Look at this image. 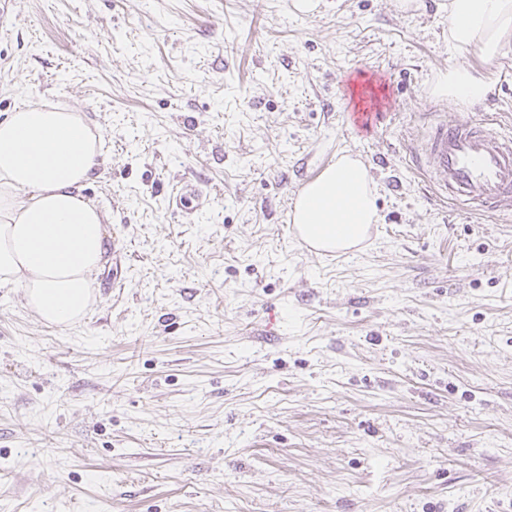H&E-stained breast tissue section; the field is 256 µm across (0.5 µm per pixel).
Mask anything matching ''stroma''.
<instances>
[{
	"mask_svg": "<svg viewBox=\"0 0 512 512\" xmlns=\"http://www.w3.org/2000/svg\"><path fill=\"white\" fill-rule=\"evenodd\" d=\"M448 59V0H17L0 120L101 129L83 194L122 272L66 329L0 288V512H512V211L409 153L438 120L512 136V56L471 108L429 93ZM345 152L379 221L304 250L290 206Z\"/></svg>",
	"mask_w": 512,
	"mask_h": 512,
	"instance_id": "stroma-1",
	"label": "stroma"
}]
</instances>
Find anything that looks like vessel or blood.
<instances>
[{"mask_svg": "<svg viewBox=\"0 0 512 512\" xmlns=\"http://www.w3.org/2000/svg\"><path fill=\"white\" fill-rule=\"evenodd\" d=\"M417 169L436 193L484 212L512 208V137L489 125L432 124L411 150Z\"/></svg>", "mask_w": 512, "mask_h": 512, "instance_id": "obj_1", "label": "vessel or blood"}]
</instances>
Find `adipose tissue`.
<instances>
[{
    "label": "adipose tissue",
    "instance_id": "obj_1",
    "mask_svg": "<svg viewBox=\"0 0 512 512\" xmlns=\"http://www.w3.org/2000/svg\"><path fill=\"white\" fill-rule=\"evenodd\" d=\"M512 51V0H448L446 71L434 97L459 107L484 102L496 82L483 66ZM102 136L79 112L32 102L0 121V288L20 289L46 324H79L95 302L104 263L103 214L82 190L99 166ZM377 188L352 154L300 191L291 211L313 248L344 253L378 220Z\"/></svg>",
    "mask_w": 512,
    "mask_h": 512
}]
</instances>
